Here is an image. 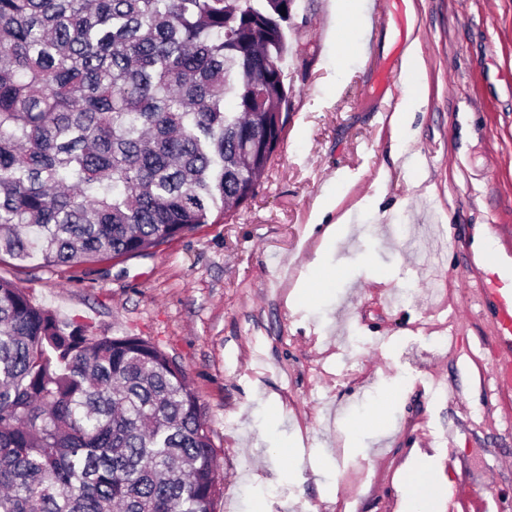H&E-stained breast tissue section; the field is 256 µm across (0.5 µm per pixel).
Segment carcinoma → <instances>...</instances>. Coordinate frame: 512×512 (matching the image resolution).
Wrapping results in <instances>:
<instances>
[{"label":"carcinoma","instance_id":"obj_1","mask_svg":"<svg viewBox=\"0 0 512 512\" xmlns=\"http://www.w3.org/2000/svg\"><path fill=\"white\" fill-rule=\"evenodd\" d=\"M295 0H0V255L81 267L258 193ZM183 367L0 278V512H214Z\"/></svg>","mask_w":512,"mask_h":512}]
</instances>
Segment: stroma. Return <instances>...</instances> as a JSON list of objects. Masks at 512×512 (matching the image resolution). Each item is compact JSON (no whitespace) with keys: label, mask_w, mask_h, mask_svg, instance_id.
Listing matches in <instances>:
<instances>
[{"label":"stroma","mask_w":512,"mask_h":512,"mask_svg":"<svg viewBox=\"0 0 512 512\" xmlns=\"http://www.w3.org/2000/svg\"><path fill=\"white\" fill-rule=\"evenodd\" d=\"M378 11L295 0L284 139L230 219L89 270L0 258L40 305L182 365L212 432L215 512H405L440 474L442 496L488 486L475 512H512V387L480 296L512 265V0ZM402 42L423 70L411 170L379 87ZM331 188L350 224L326 244L311 213ZM488 236L500 255L481 253ZM380 401L386 419L370 420Z\"/></svg>","instance_id":"1"}]
</instances>
